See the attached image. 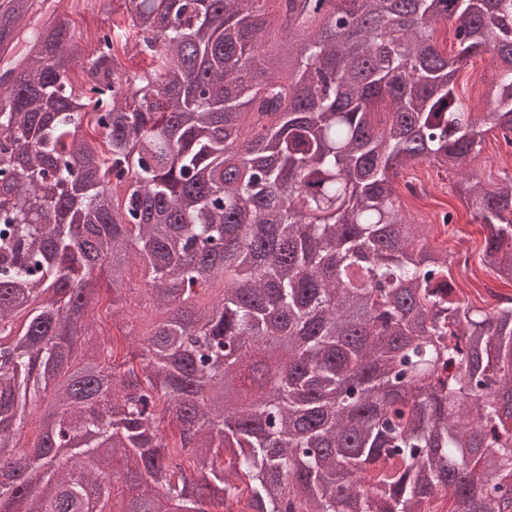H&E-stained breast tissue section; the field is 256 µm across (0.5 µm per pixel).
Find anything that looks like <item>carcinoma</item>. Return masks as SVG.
I'll list each match as a JSON object with an SVG mask.
<instances>
[{"label": "carcinoma", "instance_id": "obj_1", "mask_svg": "<svg viewBox=\"0 0 512 512\" xmlns=\"http://www.w3.org/2000/svg\"><path fill=\"white\" fill-rule=\"evenodd\" d=\"M262 2L121 0L125 22L90 49L43 0H0V501L129 512L108 504L136 489L154 512H508L512 297L459 295L395 179L418 161L457 175L480 262L512 283V172L473 174L488 132L512 145V0H279L284 55L267 60ZM131 31L160 68L124 67ZM489 51L486 129L455 76ZM103 271L112 323L129 325L133 293L165 314L136 364L91 333ZM245 369L243 402L208 397L203 381ZM90 459L142 479L110 487Z\"/></svg>", "mask_w": 512, "mask_h": 512}]
</instances>
